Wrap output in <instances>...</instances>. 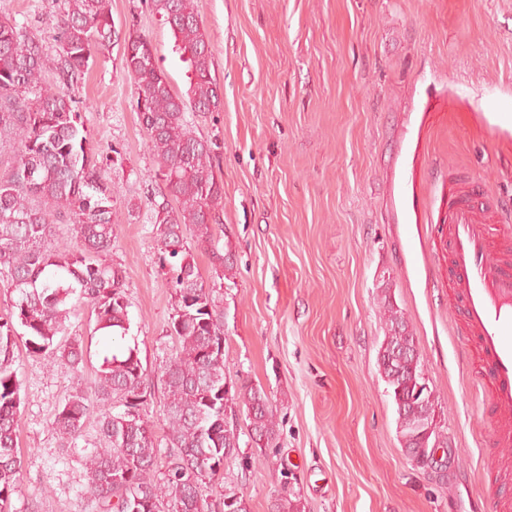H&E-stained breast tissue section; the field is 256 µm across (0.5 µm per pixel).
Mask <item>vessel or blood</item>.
Wrapping results in <instances>:
<instances>
[{"label":"vessel or blood","mask_w":512,"mask_h":512,"mask_svg":"<svg viewBox=\"0 0 512 512\" xmlns=\"http://www.w3.org/2000/svg\"><path fill=\"white\" fill-rule=\"evenodd\" d=\"M512 212L486 199L475 183L448 178L444 224L447 226L448 307L456 313L457 339L489 396L498 421L492 444L512 446V239L499 225ZM491 512H512V469H493Z\"/></svg>","instance_id":"1"}]
</instances>
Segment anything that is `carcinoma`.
I'll list each match as a JSON object with an SVG mask.
<instances>
[{"instance_id": "1", "label": "carcinoma", "mask_w": 512, "mask_h": 512, "mask_svg": "<svg viewBox=\"0 0 512 512\" xmlns=\"http://www.w3.org/2000/svg\"><path fill=\"white\" fill-rule=\"evenodd\" d=\"M54 27L60 86L42 85L41 39L0 18V149L14 162L0 176V281L12 289L10 310L0 317V512H7L23 471L18 448L20 382L15 350L19 338L32 356L68 366L84 365L82 343L67 339L70 318L85 306L94 332L112 337L90 387L60 404L51 423L62 446L74 447L95 417L98 444L83 456L86 493L103 512H209L204 486L224 475L239 456L244 411L252 447L263 451L278 438L267 393L227 377L224 309L218 294L232 274L233 253L219 246L224 183L214 170L221 144L196 135L186 112L220 110L223 93L211 76V53L194 0H151L177 41L192 73L186 94L173 91L140 35L125 38L122 64L137 88L149 92L137 105L162 190L148 199L158 264L174 295L165 353L162 436L148 418V395L130 330L125 271L108 259L115 239L116 192L86 146L74 82L93 53L112 47L109 0H62ZM32 92L35 100L20 97ZM67 224L72 244L52 242L55 224ZM208 254L212 275L203 277L194 251ZM385 336L378 368L392 402L425 371L419 345L404 312L382 298ZM402 447L436 441L420 436L418 418L396 411Z\"/></svg>"}]
</instances>
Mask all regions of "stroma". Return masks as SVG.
<instances>
[{"mask_svg":"<svg viewBox=\"0 0 512 512\" xmlns=\"http://www.w3.org/2000/svg\"><path fill=\"white\" fill-rule=\"evenodd\" d=\"M208 36L219 111L189 113L215 139L224 239L237 257L224 282V359L261 387L279 422L276 447L249 445L204 489L248 512L274 500L304 512H469L487 495L496 428L478 376L460 365L448 311L441 175L454 171L512 205V0H194ZM61 0H0V17L42 40L43 81L58 85ZM121 34L152 45L173 89L186 66L150 0H111ZM122 44L96 54L75 88L89 147L119 191L112 260L126 272L132 336L154 424L174 299L157 259L147 198L156 164L122 65ZM403 309L422 353L448 441L444 474L403 452L378 365L384 294ZM89 310L70 332L91 338L80 373L19 349L23 475L10 512H98L81 458L98 441L88 420L64 448L51 422L88 387L108 342ZM295 472L284 482L282 471Z\"/></svg>","mask_w":512,"mask_h":512,"instance_id":"obj_1","label":"stroma"}]
</instances>
